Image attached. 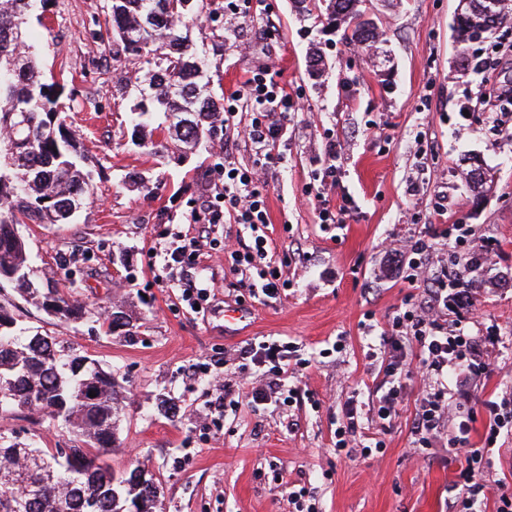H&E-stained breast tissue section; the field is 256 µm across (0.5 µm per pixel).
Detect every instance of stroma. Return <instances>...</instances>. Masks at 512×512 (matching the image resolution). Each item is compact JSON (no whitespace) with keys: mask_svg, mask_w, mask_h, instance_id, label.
<instances>
[{"mask_svg":"<svg viewBox=\"0 0 512 512\" xmlns=\"http://www.w3.org/2000/svg\"><path fill=\"white\" fill-rule=\"evenodd\" d=\"M457 4L366 0L380 34L370 49L329 28L323 0L304 18L294 0H235L230 9L224 0H190L187 19L206 51L215 95L229 96L263 68L294 102L283 158L264 168L268 252L291 286L277 299L253 298L223 249L206 245L187 273L209 286L200 310L182 302L178 280L161 283L157 275L175 237L199 236L188 216L221 185L224 164L253 167L255 152L236 131L250 110L196 150L159 152L163 132L129 122L145 63L113 55L105 24L111 0H47L42 19H30L43 71L64 86L65 120L85 156L92 197L73 223L29 222L20 232L37 280L67 289L86 316L62 323L13 289L4 295L19 323L63 338L73 354L112 372L120 405L110 462L117 473L136 468L160 484L155 512H296L290 494L302 487L317 512H446L466 450L412 453L419 379L408 381L390 423H366L383 448L346 455L335 443L339 403L355 393L371 401L378 383L367 356L377 338L367 325L387 327L405 300L426 295L423 283L389 273L382 243L425 234L436 218L494 243L473 274L475 310L449 315L484 340L493 367L457 403L477 415L471 442L484 433V401L512 386V139L494 135L487 113L474 108L479 60L502 52L500 78L512 84V23L494 37L458 43ZM313 47L326 66L318 79L308 73ZM473 156L492 174L479 200L466 179ZM331 165L340 180L321 185ZM325 199L349 204L334 238L318 224ZM116 309L131 323L105 332V314ZM234 311L243 320L229 322ZM268 340L296 343L301 364L290 383L305 398L258 410L247 393L262 371L243 365L239 351ZM207 362L212 373L193 378L194 365ZM220 394L229 405L218 429L208 405ZM0 434L49 449L69 447L72 438L27 410L1 416Z\"/></svg>","mask_w":512,"mask_h":512,"instance_id":"35a3bbf8","label":"stroma"}]
</instances>
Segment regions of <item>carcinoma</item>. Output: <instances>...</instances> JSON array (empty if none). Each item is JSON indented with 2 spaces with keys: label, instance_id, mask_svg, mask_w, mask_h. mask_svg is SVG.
<instances>
[{
  "label": "carcinoma",
  "instance_id": "cac0c4a2",
  "mask_svg": "<svg viewBox=\"0 0 512 512\" xmlns=\"http://www.w3.org/2000/svg\"><path fill=\"white\" fill-rule=\"evenodd\" d=\"M46 0H0V290L13 287L60 320L85 309L59 288L34 286V269L18 225L68 224L90 198L89 174L73 134L60 117V84L48 82L32 45L28 17ZM186 0H112V34L124 52L145 58L146 102L133 113L134 128L154 109L164 112L165 143L194 148L224 127V101L207 93L206 60L190 40ZM363 0H328L329 20L371 46L377 33L352 27ZM454 24L461 42L482 20L483 0ZM96 396L89 397L90 392ZM42 411L68 428L75 444L61 457L0 435V512H153L159 488L138 470L119 477L108 462L114 443L118 394L112 373L70 353L59 337L18 325L0 303V416Z\"/></svg>",
  "mask_w": 512,
  "mask_h": 512
}]
</instances>
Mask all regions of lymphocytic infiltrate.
<instances>
[{
  "label": "lymphocytic infiltrate",
  "instance_id": "1",
  "mask_svg": "<svg viewBox=\"0 0 512 512\" xmlns=\"http://www.w3.org/2000/svg\"><path fill=\"white\" fill-rule=\"evenodd\" d=\"M501 61L488 58L481 62L483 91L481 104L494 126L512 133V85L498 82L495 73ZM251 106V122L245 135L256 155L271 159L272 150L283 138V122L293 104L284 90L270 77L267 70L252 72L224 102V120L233 122L240 101ZM224 185L218 202L207 203L204 214H191V222L205 220L210 224L233 219L248 233V243L238 249H225L233 270L249 271L250 292L255 298L273 299L287 290L288 280L277 277L275 263L267 259V238L261 227L269 222L267 211L268 185L258 169L233 170L224 168ZM431 239L417 238L398 242L388 255L398 261L408 282L429 285V299L425 304H409L399 308L389 329L382 331L381 340L388 352L381 360L382 383L371 405L374 416L382 422L391 420L405 399L406 382L414 374L423 378V395L415 412L413 423V450L422 455L435 448L445 426H452L455 442L467 445L465 465L453 483L458 493L449 497V512H482L481 495L486 487L492 467L487 453L500 435L512 436V389L500 392L495 399L484 404L486 423L481 446L471 445L470 433L476 418L466 414L450 417L449 406L453 398L467 397L477 382L486 378L490 362L481 341L465 331L448 326V308H475L477 290L468 275L481 266L492 251L490 241L472 239L469 249L453 267L430 271ZM244 357L254 364L269 366L271 378L251 388L247 394L252 407L272 403L286 404L296 400L298 390L286 383L288 372V344L260 343L248 347Z\"/></svg>",
  "mask_w": 512,
  "mask_h": 512
}]
</instances>
